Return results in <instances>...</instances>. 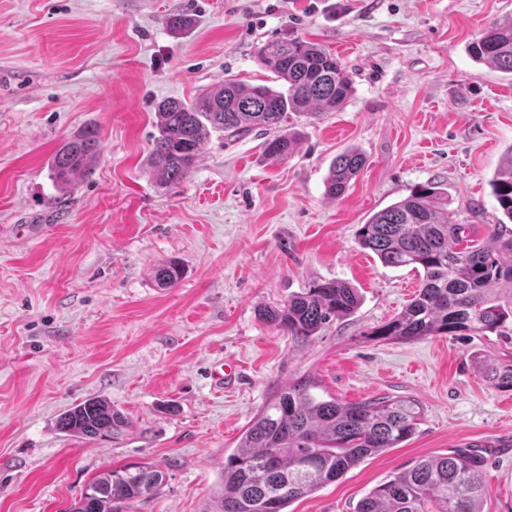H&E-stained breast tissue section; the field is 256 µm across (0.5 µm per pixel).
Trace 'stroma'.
<instances>
[{
	"label": "stroma",
	"mask_w": 512,
	"mask_h": 512,
	"mask_svg": "<svg viewBox=\"0 0 512 512\" xmlns=\"http://www.w3.org/2000/svg\"><path fill=\"white\" fill-rule=\"evenodd\" d=\"M187 18L179 30L171 14ZM512 0H0V512H68L102 470L159 465V495L131 512H213L224 459L281 387L319 397L418 401L416 433L289 504L353 512L417 459H483L482 512H512V390L476 356H512L504 335L370 340L420 282L383 266L357 231L419 183L447 189L457 223L502 214L490 181L512 148V74L471 58ZM301 38L340 58L354 92L318 120L293 118L294 153L264 132L215 133L172 186L150 174L155 112L233 78L275 85L267 42ZM99 153L67 194L49 165L74 136ZM366 163L333 199L338 154ZM179 264L159 289L153 271ZM357 288L355 312L306 341L262 319L318 281ZM239 379L215 387L211 371ZM103 397L132 426L116 442L66 436L60 414Z\"/></svg>",
	"instance_id": "35a3bbf8"
}]
</instances>
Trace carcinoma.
I'll list each match as a JSON object with an SVG mask.
<instances>
[{
    "instance_id": "1",
    "label": "carcinoma",
    "mask_w": 512,
    "mask_h": 512,
    "mask_svg": "<svg viewBox=\"0 0 512 512\" xmlns=\"http://www.w3.org/2000/svg\"><path fill=\"white\" fill-rule=\"evenodd\" d=\"M474 59L512 74V17L484 28L470 47ZM283 88L226 79L192 102L163 100L157 106L158 135L150 169L164 185L193 171L213 132L273 130L264 142L272 160L292 154L296 140L288 120L318 118L337 111L352 93L342 63L322 46L301 39L266 43L259 52ZM99 151L95 134L65 142L51 158V177L71 190ZM365 164L362 153L337 155L326 193L339 198ZM503 215L512 222V149L491 181ZM359 244L386 267L422 270L420 287L398 315L372 332L382 342H407L469 331L485 336L512 318V228L493 224L479 238L456 224L448 193L433 183L416 186L406 198L375 213L358 231ZM179 265L159 266L154 279L172 288ZM357 289L342 281L314 284L263 317L294 339L306 340L325 325L352 314ZM485 381L512 389V358L476 357ZM422 405L410 399L371 398L343 403L321 399L306 382L282 389L243 432L224 460V489L214 512H286L293 501L339 479L364 459L411 438ZM64 434L89 441L117 439L128 418L103 398H90L63 413ZM167 475L148 462L105 470L93 477L68 512H127L135 502L158 495ZM486 483L476 455L461 451L418 461L362 497L354 512H481Z\"/></svg>"
}]
</instances>
